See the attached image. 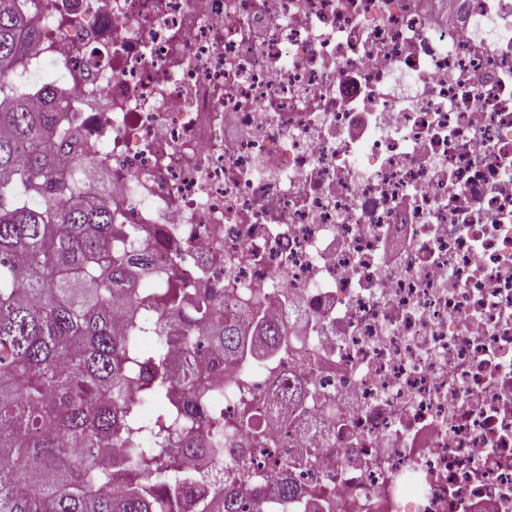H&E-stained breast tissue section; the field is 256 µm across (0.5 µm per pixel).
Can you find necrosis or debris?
Segmentation results:
<instances>
[{"instance_id":"4bbe7bcc","label":"necrosis or debris","mask_w":512,"mask_h":512,"mask_svg":"<svg viewBox=\"0 0 512 512\" xmlns=\"http://www.w3.org/2000/svg\"><path fill=\"white\" fill-rule=\"evenodd\" d=\"M37 26L17 80L62 62L30 102L75 113L153 287L283 329L195 355L226 430L183 455L191 497L512 512V0H48Z\"/></svg>"}]
</instances>
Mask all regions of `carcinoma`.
Masks as SVG:
<instances>
[{"label":"carcinoma","instance_id":"carcinoma-1","mask_svg":"<svg viewBox=\"0 0 512 512\" xmlns=\"http://www.w3.org/2000/svg\"><path fill=\"white\" fill-rule=\"evenodd\" d=\"M38 0H0V512H182V490L197 481L174 439L208 435L224 449V415L210 391L174 376L169 347H213L231 355L246 338L266 352L280 328L244 321L211 294L178 316L185 289L174 279L142 288L148 245L134 224L92 203L58 174L57 131L66 112H34L17 69L38 29ZM94 160L72 149L75 175ZM185 406L169 407L174 387ZM285 405L304 390L284 383ZM156 410L148 414L146 407ZM106 442L119 456L100 464ZM201 512H243L219 484Z\"/></svg>","mask_w":512,"mask_h":512}]
</instances>
